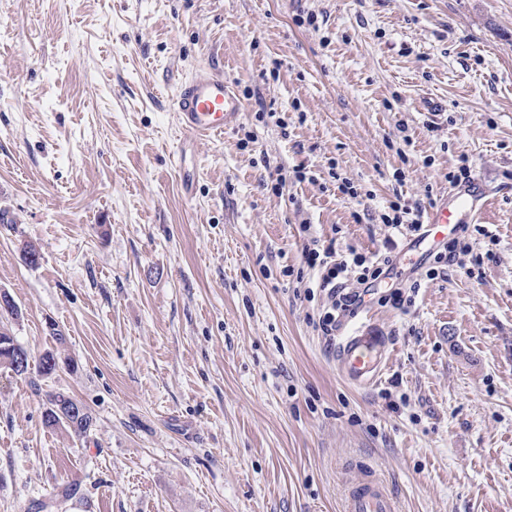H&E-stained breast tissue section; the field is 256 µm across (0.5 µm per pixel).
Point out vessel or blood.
Returning <instances> with one entry per match:
<instances>
[{"label": "vessel or blood", "mask_w": 512, "mask_h": 512, "mask_svg": "<svg viewBox=\"0 0 512 512\" xmlns=\"http://www.w3.org/2000/svg\"><path fill=\"white\" fill-rule=\"evenodd\" d=\"M171 105L182 131L194 140L224 132L244 110L223 74L209 67L198 68L177 85ZM489 200V191L477 181L449 188L427 211L425 236L438 239L446 236L449 228L481 219ZM334 359L340 378L351 386L366 388L382 377L390 359V342L377 325L368 323L341 339ZM345 512H397V505L382 482L364 472L347 489Z\"/></svg>", "instance_id": "vessel-or-blood-1"}]
</instances>
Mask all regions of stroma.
Segmentation results:
<instances>
[{"instance_id": "stroma-1", "label": "stroma", "mask_w": 512, "mask_h": 512, "mask_svg": "<svg viewBox=\"0 0 512 512\" xmlns=\"http://www.w3.org/2000/svg\"><path fill=\"white\" fill-rule=\"evenodd\" d=\"M0 17L6 327L77 364L0 370V512H342L366 466L399 512H512V0H0ZM203 65L246 110L187 143L169 94ZM463 163L494 191L457 234L486 259L438 267L381 216L427 212ZM313 237L396 257L331 340L322 296L303 298ZM398 287L410 312L383 301ZM366 321L391 356L358 390L334 354ZM53 390L92 412L88 437L44 425Z\"/></svg>"}]
</instances>
